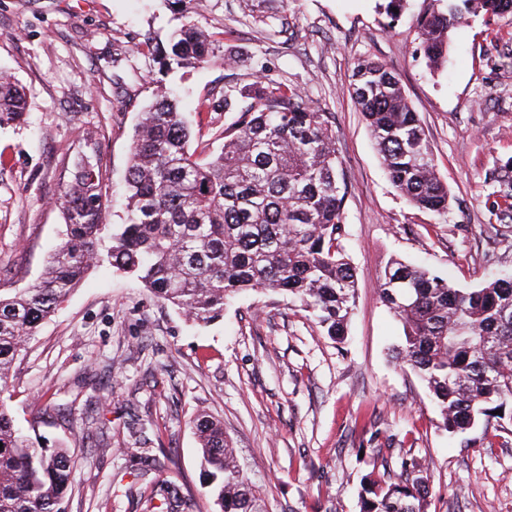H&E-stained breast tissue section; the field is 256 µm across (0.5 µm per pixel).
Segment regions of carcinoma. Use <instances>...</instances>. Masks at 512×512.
<instances>
[{"label":"carcinoma","instance_id":"obj_1","mask_svg":"<svg viewBox=\"0 0 512 512\" xmlns=\"http://www.w3.org/2000/svg\"><path fill=\"white\" fill-rule=\"evenodd\" d=\"M512 11V0H431L416 19V50L435 69L446 61L452 31L468 16ZM164 67L201 65L210 40L189 11L157 49ZM350 95L375 140L391 183L416 209L448 213L451 195L436 172L424 127L399 78L362 60ZM24 89L0 75V127L26 114ZM197 112H234L214 130L215 150L195 156L193 127L170 92L142 113L130 149L125 222L106 223L98 160L78 158L57 203L61 243L45 275L28 288L0 291V382L26 341L54 314L97 263L109 235L112 266L141 281L160 300L199 322L224 314V303L257 290L295 298L330 338L345 336L357 272L343 244L346 181L328 113L294 87L264 77L219 98L199 97ZM493 178L512 218V161ZM378 295L401 323L395 361L424 381L450 434L481 420H512V275L463 290L425 268L390 260ZM205 472L219 512H266L237 465L224 426L197 419ZM415 461L395 482L367 478L360 512H424L428 486ZM73 481L67 448L49 450L18 429L0 401V512H63Z\"/></svg>","mask_w":512,"mask_h":512}]
</instances>
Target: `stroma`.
<instances>
[{
    "label": "stroma",
    "mask_w": 512,
    "mask_h": 512,
    "mask_svg": "<svg viewBox=\"0 0 512 512\" xmlns=\"http://www.w3.org/2000/svg\"><path fill=\"white\" fill-rule=\"evenodd\" d=\"M194 0L207 64L168 72L142 50L180 25L174 0H0V73L27 92L28 115L0 129V289L25 288L59 243L56 203L81 155L101 160L106 221L119 224L135 129L158 85L180 93L201 134L233 114H196L201 92L256 76L297 87L327 112L346 173L345 240L357 271L344 341L298 302L241 294L206 325L154 298L108 261L42 323L0 399L16 424L69 448L66 512H153L146 492L177 490L179 512H215L193 423L220 420L267 512H360L371 471L426 463V512H512V421L493 447L483 426L451 436L431 396L390 348L402 327L376 288L387 262L425 265L470 289L512 273V222L497 219L491 172L512 160V13L454 29L447 66L416 55L407 0ZM400 78L430 141L451 208L418 211L393 187L349 93L357 61Z\"/></svg>",
    "instance_id": "stroma-1"
}]
</instances>
